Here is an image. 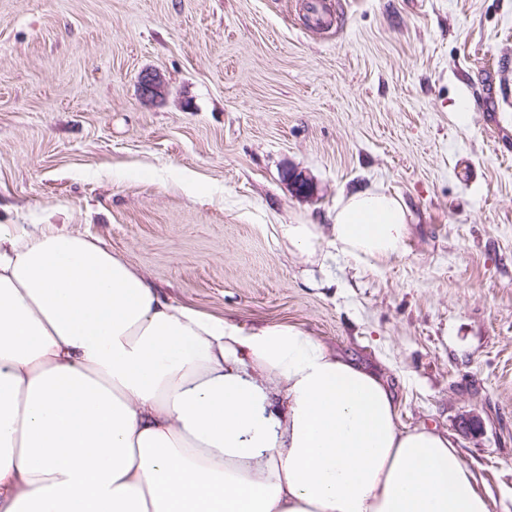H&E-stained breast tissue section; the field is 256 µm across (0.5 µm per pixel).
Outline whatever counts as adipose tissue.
<instances>
[{"mask_svg": "<svg viewBox=\"0 0 512 512\" xmlns=\"http://www.w3.org/2000/svg\"><path fill=\"white\" fill-rule=\"evenodd\" d=\"M408 211L341 193L289 244L379 264ZM0 512H491L449 437L290 325L160 297L104 243L0 225Z\"/></svg>", "mask_w": 512, "mask_h": 512, "instance_id": "ef3b65f1", "label": "adipose tissue"}]
</instances>
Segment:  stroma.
I'll return each mask as SVG.
<instances>
[{"label":"stroma","instance_id":"obj_1","mask_svg":"<svg viewBox=\"0 0 512 512\" xmlns=\"http://www.w3.org/2000/svg\"><path fill=\"white\" fill-rule=\"evenodd\" d=\"M309 6L0 0V225L55 224L167 300L296 326L512 512V0H322L325 29ZM356 188L407 206L400 255L288 244Z\"/></svg>","mask_w":512,"mask_h":512}]
</instances>
